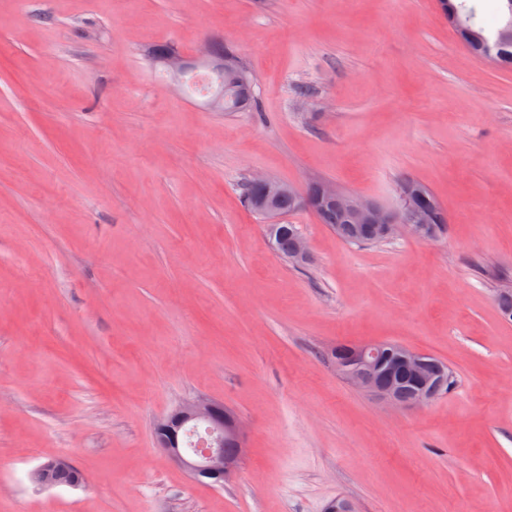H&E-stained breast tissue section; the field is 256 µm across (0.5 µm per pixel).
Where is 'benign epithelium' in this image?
<instances>
[{
    "mask_svg": "<svg viewBox=\"0 0 512 512\" xmlns=\"http://www.w3.org/2000/svg\"><path fill=\"white\" fill-rule=\"evenodd\" d=\"M164 64L172 75V81L177 86L180 85V78L185 73L191 68L199 66L224 72L233 84L243 82V77L238 69V61L233 55L214 59L203 51L193 58L172 54L164 59ZM251 183L262 187L263 196L257 202L248 201V205L267 224L277 223L278 214L271 204L286 193L295 195L299 206L309 205L297 188L265 175L251 176ZM319 204L324 207L341 209L355 223L375 224L389 239H395L404 233L419 238L428 234V227L423 223L420 210L410 205L403 195L398 198L396 204L386 206L372 200L345 194L337 190L335 185L324 183ZM389 359L393 360L395 367L405 372L422 375L429 371V362L424 358L423 353L405 346L395 347L385 342L350 347L348 357L336 363V370L354 387L369 393L390 407L420 408L435 399L437 390L444 384L442 377L433 386H421V389L405 402L396 396L390 385L380 383L378 374ZM200 419L207 422L213 439L209 447L190 453L182 448L179 432L193 421ZM156 428L165 434L162 449L195 479L198 477L218 480L231 478L238 471L246 453L243 421L235 414L222 413L217 408L216 402L203 396L187 401L173 409L158 421ZM226 430L233 434L237 442L236 451L232 454L224 453V431Z\"/></svg>",
    "mask_w": 512,
    "mask_h": 512,
    "instance_id": "7a95c632",
    "label": "benign epithelium"
}]
</instances>
